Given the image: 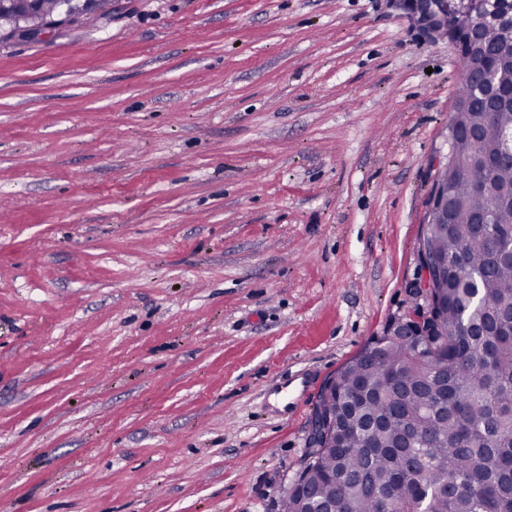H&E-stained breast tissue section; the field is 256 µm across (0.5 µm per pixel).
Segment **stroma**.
Here are the masks:
<instances>
[{
    "label": "stroma",
    "mask_w": 512,
    "mask_h": 512,
    "mask_svg": "<svg viewBox=\"0 0 512 512\" xmlns=\"http://www.w3.org/2000/svg\"><path fill=\"white\" fill-rule=\"evenodd\" d=\"M459 55L397 0H112L0 38V512H282L411 315Z\"/></svg>",
    "instance_id": "1"
}]
</instances>
